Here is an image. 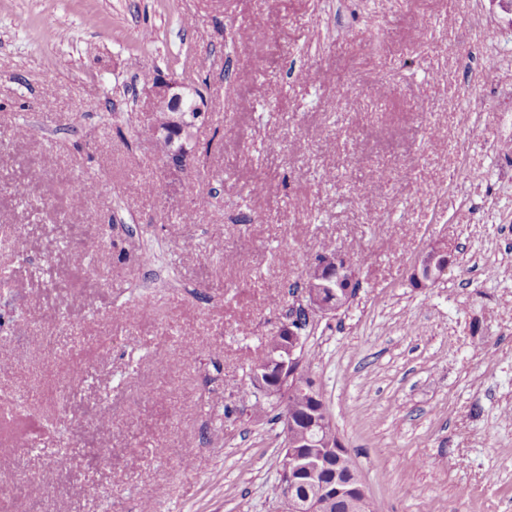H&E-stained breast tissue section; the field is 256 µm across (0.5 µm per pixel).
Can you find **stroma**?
<instances>
[{"mask_svg":"<svg viewBox=\"0 0 512 512\" xmlns=\"http://www.w3.org/2000/svg\"><path fill=\"white\" fill-rule=\"evenodd\" d=\"M187 64L212 150L173 176L127 115ZM0 229L25 249L0 242V512L48 482L44 512H280L248 369L326 250L359 288L305 346L378 512H512L504 0H0ZM438 240L455 260L417 286ZM453 246L445 240L435 242L427 253L414 265L410 277L421 286L438 283L448 272L455 257Z\"/></svg>","mask_w":512,"mask_h":512,"instance_id":"stroma-1","label":"stroma"}]
</instances>
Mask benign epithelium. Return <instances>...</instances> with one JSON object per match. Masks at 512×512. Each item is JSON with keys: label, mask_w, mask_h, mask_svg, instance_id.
<instances>
[{"label": "benign epithelium", "mask_w": 512, "mask_h": 512, "mask_svg": "<svg viewBox=\"0 0 512 512\" xmlns=\"http://www.w3.org/2000/svg\"><path fill=\"white\" fill-rule=\"evenodd\" d=\"M151 116L163 113L164 119L149 125V144L171 137V148L162 157L170 174L178 176L187 171L197 150L195 129L208 112L206 98L199 85L187 75L158 77L149 92ZM455 257L453 246L445 240L435 242L414 265L410 277L421 286L438 283L448 272ZM352 259L342 253L325 254L316 259L306 274L307 289L304 307L309 315L326 317L347 307L352 301L354 278ZM277 355L254 371L251 380L256 393L267 399H282L284 382L298 372L297 354L303 346V332L285 323L277 338ZM316 410L309 416L296 414V409L283 406L282 422L287 435L285 447L291 451L284 459L290 484L281 495L283 512H310L311 498L322 499L327 505L338 497L350 504L352 512H374V504L359 475L344 482L333 478L319 480L329 462L348 452L342 441H333L323 433L325 419L320 390L311 377L299 385Z\"/></svg>", "instance_id": "obj_1"}]
</instances>
